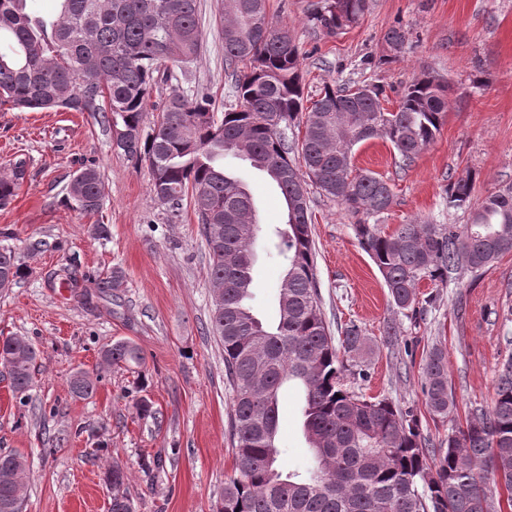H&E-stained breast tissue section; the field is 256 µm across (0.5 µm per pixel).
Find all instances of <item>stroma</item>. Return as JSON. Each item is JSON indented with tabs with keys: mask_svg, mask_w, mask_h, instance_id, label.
Returning a JSON list of instances; mask_svg holds the SVG:
<instances>
[{
	"mask_svg": "<svg viewBox=\"0 0 512 512\" xmlns=\"http://www.w3.org/2000/svg\"><path fill=\"white\" fill-rule=\"evenodd\" d=\"M198 3L207 34L202 52L159 76L145 128L157 120L156 105L176 93L205 89L220 112L235 101L218 34L221 0ZM316 3L269 0L272 25L288 29L299 46L308 99L328 85L357 83L380 87L384 108L393 110L423 76L449 88L440 134L407 169L385 138L355 147L356 168L376 173L394 193L374 223L388 232L420 222L464 224L467 212L448 206L449 179L474 174L476 203L512 185V0H368L358 23L333 35L313 20ZM394 26L406 36L398 52L384 40ZM112 136L97 114L0 105V174L18 162L26 170L13 201L0 209V248L11 249L24 271L0 290V335L28 337L38 351L29 392L12 393L0 370V453L27 460L23 512H108L112 490L104 476L114 467L128 475L135 512H215L233 474L232 391L224 349L210 331L208 250L192 202L172 216L151 193L147 166L117 154ZM90 163L101 173L103 205L87 214L69 189ZM233 172L258 207L259 286L250 305L270 321L286 261L265 229L284 222L285 205L247 163L234 161ZM309 200L325 319L333 336L354 323L370 341L369 374L355 390L413 410L433 440L465 424L472 408L490 406L497 367L512 356V252L459 284L421 281L419 299L436 302L415 318L394 307L344 206L315 188ZM114 274L118 287H96ZM390 323L399 330L395 347L384 341ZM120 339L140 348L144 365L102 360L101 350ZM437 342L448 352L457 398L447 422L428 413L421 390V368ZM80 371L96 382L91 397L69 390ZM143 398L154 416L140 415ZM279 443L289 465L308 463L293 392L280 404ZM145 458L160 459V468L141 469Z\"/></svg>",
	"mask_w": 512,
	"mask_h": 512,
	"instance_id": "1",
	"label": "stroma"
}]
</instances>
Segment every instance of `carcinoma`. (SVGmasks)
I'll list each match as a JSON object with an SVG mask.
<instances>
[{"mask_svg": "<svg viewBox=\"0 0 512 512\" xmlns=\"http://www.w3.org/2000/svg\"><path fill=\"white\" fill-rule=\"evenodd\" d=\"M50 21L31 15L27 0H0V104L13 109L109 112L114 149L147 165L150 191L172 214L192 199L209 254L211 330L224 347L233 393L234 475L224 482L216 512H498L499 490L512 495V357L497 370L491 407H476L463 428L435 443L411 410L388 398H365L350 380L366 377L368 340L358 327L331 336L315 272L307 185L336 199L355 217V235L382 275L394 306L417 315L416 288L475 276L512 251V187L470 207L471 175L449 181L448 206L471 208L467 224H402L390 234L368 219L394 202L390 186L355 167L354 147L389 140L410 165L435 139L448 112V87L426 76L411 84L397 109L386 112L383 91L325 87L306 105L300 51L288 31L272 26L268 0H224L219 29L225 72L236 104L215 112L210 94L172 96L152 132L143 113L161 69L197 59L205 41L197 0H59ZM368 0H320L313 20L326 33L357 23ZM249 66L239 68V63ZM298 128L297 138L288 130ZM233 156L265 174L286 205L273 235L288 260L278 292V318L259 319L249 300L257 288L258 224L243 182L224 169ZM298 162H293L292 156ZM18 165L0 176V207L23 179ZM70 198L85 213L100 209L103 189L94 166L79 171ZM21 277L12 251L0 249V280ZM110 364L139 366L135 344L117 340L101 351ZM37 352L22 336L0 338L14 392L31 390ZM430 415L445 420L456 408L448 355L435 344L422 366ZM303 394L302 432L311 460L292 469L278 445L279 401L285 387ZM79 397L95 383L70 380ZM26 460L0 454V512H21ZM109 512H133L120 468L106 473Z\"/></svg>", "mask_w": 512, "mask_h": 512, "instance_id": "carcinoma-1", "label": "carcinoma"}]
</instances>
